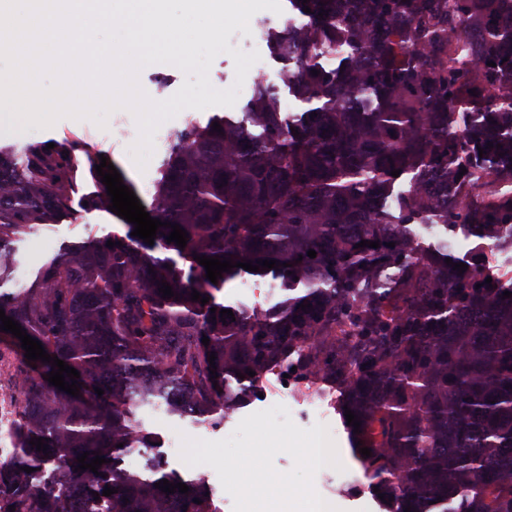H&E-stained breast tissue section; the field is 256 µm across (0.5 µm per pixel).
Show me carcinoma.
I'll return each instance as SVG.
<instances>
[{
    "label": "carcinoma",
    "mask_w": 512,
    "mask_h": 512,
    "mask_svg": "<svg viewBox=\"0 0 512 512\" xmlns=\"http://www.w3.org/2000/svg\"><path fill=\"white\" fill-rule=\"evenodd\" d=\"M291 7L307 27L272 34L270 50L296 63L286 82L308 108L284 115L277 93L260 86L241 115L216 119L221 131L186 127L171 146L156 213L187 231L189 253L274 260L288 290L303 292L279 310L223 322L205 268L185 276L113 236L121 245H79L32 286L0 296L6 316L80 372L74 397L47 381L52 364L27 359L14 342L0 349V389L21 448L0 462V512H83L82 489L108 486L116 489L109 512H165L155 484L181 483L179 475L144 479L116 465L117 444L145 442L135 408L160 398L222 411L273 366L303 386L324 377L343 387L342 405L361 421L356 459L392 512H512V297H503L512 276L481 252L461 273L447 246L419 251L409 227L426 218L512 249V191H501L512 183V0ZM341 41L351 55L321 65L323 50ZM464 104L470 119L457 130ZM67 166L59 151L20 164L0 154V270L8 241L66 204ZM398 169L410 181L396 216L380 200ZM363 240L379 247L355 248ZM386 267L397 271L396 287H373ZM163 282L174 297L162 298ZM194 290L209 302L191 300ZM36 438L47 452L30 444ZM85 452L108 462L80 471ZM40 459L62 464L53 497L23 470ZM187 486L174 491L172 512H216L202 482Z\"/></svg>",
    "instance_id": "1"
}]
</instances>
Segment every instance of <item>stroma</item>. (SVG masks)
<instances>
[{
    "label": "stroma",
    "instance_id": "35a3bbf8",
    "mask_svg": "<svg viewBox=\"0 0 512 512\" xmlns=\"http://www.w3.org/2000/svg\"><path fill=\"white\" fill-rule=\"evenodd\" d=\"M185 81L183 71L162 64L141 69L139 83L156 101L174 95ZM133 114L125 109L113 111L105 126H98L88 119L64 117L48 128L27 127L25 132L10 133L0 130V152L15 161H23L37 149L54 144L56 150L65 153L69 160V205L49 224L33 225L16 236L8 245L10 266L0 274V293L14 294L29 286L40 269L68 248L89 240H101L113 235L127 236L134 229L132 223L109 210H96L90 205L92 198L103 187L96 172L94 156H105L122 177V182L133 190L145 211H152L155 187L165 168L168 147H155L146 169H138L126 143L123 132L135 128ZM273 275H245L220 285L215 293L217 303L250 311H266L275 308L287 298L283 287L273 284ZM284 405L293 422L304 429L316 423H324L335 443L338 458L344 468L358 470L359 465L352 453L350 435L339 410H331L329 416H321L309 407L284 394L268 395L266 400H248L241 404L232 419L214 423L212 418L198 414H182L165 402L155 400L141 405L135 414L140 430L156 438L157 444L150 454L162 461L167 469L177 470L185 479H204L214 476L211 466H187L180 458L178 449L169 447L167 438L184 433L193 438L209 441L228 437L245 416ZM335 472H328L322 498L337 512H386L383 503L363 487L337 489Z\"/></svg>",
    "mask_w": 512,
    "mask_h": 512
}]
</instances>
